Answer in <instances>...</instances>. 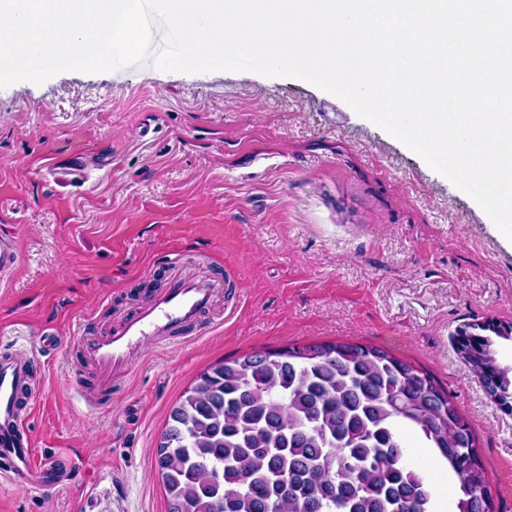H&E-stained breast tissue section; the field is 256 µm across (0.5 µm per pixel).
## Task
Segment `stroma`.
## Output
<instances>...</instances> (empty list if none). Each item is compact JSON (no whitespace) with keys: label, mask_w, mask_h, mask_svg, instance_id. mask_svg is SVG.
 I'll use <instances>...</instances> for the list:
<instances>
[{"label":"stroma","mask_w":512,"mask_h":512,"mask_svg":"<svg viewBox=\"0 0 512 512\" xmlns=\"http://www.w3.org/2000/svg\"><path fill=\"white\" fill-rule=\"evenodd\" d=\"M81 160L62 188L50 160ZM0 337L40 370L34 452L64 456L43 491L2 479L0 512H167V413L224 358L291 343L375 345L430 372L473 422L499 512H512V413L453 338L512 322V241L468 194L338 96L252 71L182 73L153 58L0 89ZM221 287L200 330L136 353L101 389L85 358L166 288L170 258ZM20 254L13 236H0V273H11L19 265Z\"/></svg>","instance_id":"35a3bbf8"}]
</instances>
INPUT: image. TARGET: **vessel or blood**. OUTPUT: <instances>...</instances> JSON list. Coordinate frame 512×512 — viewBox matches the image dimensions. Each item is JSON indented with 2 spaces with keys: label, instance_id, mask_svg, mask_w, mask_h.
I'll use <instances>...</instances> for the list:
<instances>
[{
  "label": "vessel or blood",
  "instance_id": "vessel-or-blood-1",
  "mask_svg": "<svg viewBox=\"0 0 512 512\" xmlns=\"http://www.w3.org/2000/svg\"><path fill=\"white\" fill-rule=\"evenodd\" d=\"M19 261L13 236L1 235L0 273L13 272ZM214 288L208 277L173 273L166 288L90 345L87 357L101 379L109 380L113 371L126 368L145 344L192 335L212 304ZM37 368V361L26 353L0 356V453L12 459L14 481L33 489L45 487L47 478L60 467L56 457L33 459V441L21 414V395Z\"/></svg>",
  "mask_w": 512,
  "mask_h": 512
}]
</instances>
